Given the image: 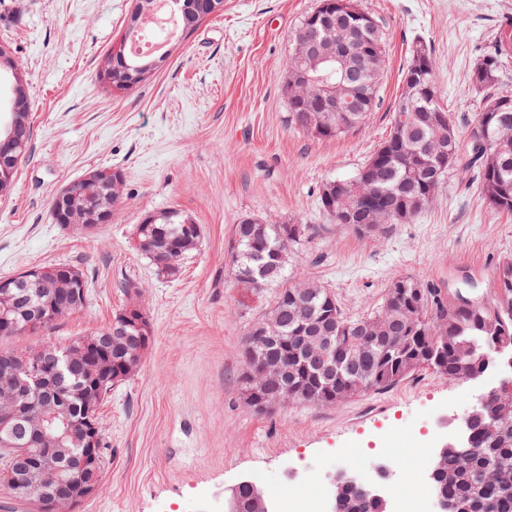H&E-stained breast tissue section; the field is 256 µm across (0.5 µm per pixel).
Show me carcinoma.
<instances>
[{
    "label": "carcinoma",
    "mask_w": 512,
    "mask_h": 512,
    "mask_svg": "<svg viewBox=\"0 0 512 512\" xmlns=\"http://www.w3.org/2000/svg\"><path fill=\"white\" fill-rule=\"evenodd\" d=\"M336 5V0H320L301 27L308 29L315 43H330L339 33L314 22ZM213 16L211 0H196L193 15H177L180 33L194 31ZM359 28L347 40V50L361 67L360 88L363 111L331 118L316 111L324 81L336 82V75L317 69L316 79L296 88L288 97L291 124L317 138H332L359 126L365 113L372 110L378 80L385 67V53L379 27L372 18L361 14ZM137 31L127 29L116 44V53L105 55L102 69L112 73L117 90H130L141 83L137 68L156 56H136L128 52L127 42ZM512 58V42H496L493 50L474 66L470 80L487 92L485 103L475 115L474 128L485 127L493 136V145L482 150L473 144L464 145L454 124L445 117L434 84L435 63L423 45L413 50L408 68L417 71L419 81L405 87L401 97H413L427 109L426 120L395 112L394 125L388 138L350 180L333 181L319 195L322 210L336 224V195L344 197L352 220L346 227L360 235H374L387 224L405 222L431 205L445 179L460 170L478 168V189L484 201L494 210L512 212V95L495 91L502 73L504 58ZM17 70L11 52L0 47V78H14ZM11 114L5 130L13 132L23 145L31 141V100L24 83L15 78ZM447 144L455 161L440 170L433 154ZM123 171L115 170L112 183L95 186L96 199L114 206L123 185ZM189 216L177 209L156 215L154 225L163 228L165 237L181 241V254L163 256L154 261L162 272L174 271L182 255L193 250L201 231L187 232ZM309 224H266L257 219L251 223L242 218L234 225L231 263L236 287L248 291L239 277L249 269L263 266L259 278L263 287L277 286L273 304L264 315L278 326L280 339L267 348L255 346V355L243 358L241 376L243 399L255 409L268 395H280L282 401L335 406L370 391L392 387L420 368L433 370L450 381H463L476 370L494 368V347L507 343L512 348V259L497 267L495 297L490 301L456 303L445 299L436 288L414 280L393 281L381 310L366 317L345 315L335 294L308 281L291 282L288 272L290 255L312 238ZM47 300L46 289L31 285L20 290V305L13 314L14 335L33 334L26 328L27 311ZM332 326L333 341L329 349L330 370L319 371L295 351V340L305 330L321 335L325 325ZM121 331L116 343L124 338L137 339L139 332L115 317L107 332ZM277 358L288 364V376L274 378L263 373L262 366ZM76 373L66 376L57 391L66 400V411L74 420L87 419L99 423V408L112 386L133 374L137 365L124 364L112 356V382L97 383L94 370L81 357L74 359ZM27 403L28 415L19 420L13 442L32 448L39 441L38 424L44 409L41 393L19 396L9 382L0 385V403L15 398ZM483 424L474 429V449L465 458L448 452L437 465L438 489L455 506L456 512H512V399L493 395L485 404ZM39 454L18 455L13 448L0 446V467L13 472L42 466ZM0 487L13 496L35 506L37 512H48L34 491L19 492L0 478ZM340 512H379V506L350 494L340 502Z\"/></svg>",
    "instance_id": "obj_1"
}]
</instances>
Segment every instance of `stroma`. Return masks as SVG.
I'll return each mask as SVG.
<instances>
[{
    "label": "stroma",
    "instance_id": "1",
    "mask_svg": "<svg viewBox=\"0 0 512 512\" xmlns=\"http://www.w3.org/2000/svg\"><path fill=\"white\" fill-rule=\"evenodd\" d=\"M378 22L386 68L356 129L318 139L288 122L283 75L293 35L318 0H224L190 35L153 33L163 67L138 87L108 93L104 56L125 31L133 0H0V45L30 85L33 136L10 198L0 199V280L33 267L80 269L89 302L37 334L0 348L68 343L110 326L136 301L153 342L137 370L99 410L108 454L97 490L75 512H224L243 478L265 490L320 488L365 459L392 462L405 481L480 393L420 370L336 407L286 404L268 412L242 399V344L273 302L242 297L229 245L240 218L308 224L292 257L298 278L335 293L348 316H366L401 277L445 297L473 285L492 299L498 262L512 258V216L491 209L475 176L444 183L435 202L376 235H357L320 209L318 191L355 176L390 131L415 42L435 60L439 101L468 137L479 95L470 72L503 29L512 0H358ZM125 173L109 223L94 237L55 224L51 201L98 168ZM168 209L201 227L177 275L133 245L145 215ZM136 288L128 294L122 289Z\"/></svg>",
    "mask_w": 512,
    "mask_h": 512
}]
</instances>
